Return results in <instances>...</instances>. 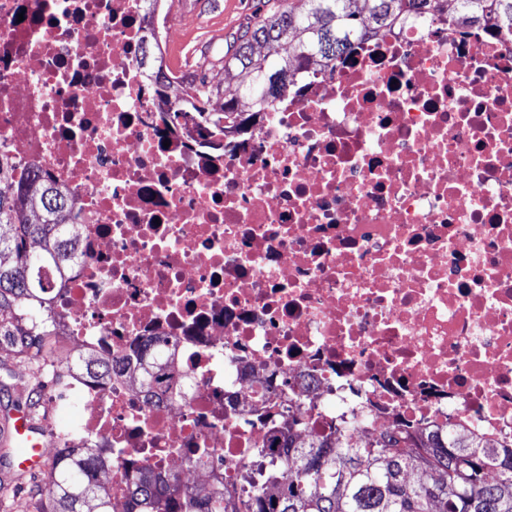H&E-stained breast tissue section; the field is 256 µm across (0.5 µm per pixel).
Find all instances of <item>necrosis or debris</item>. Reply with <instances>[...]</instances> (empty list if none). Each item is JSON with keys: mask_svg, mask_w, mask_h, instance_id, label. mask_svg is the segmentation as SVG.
<instances>
[{"mask_svg": "<svg viewBox=\"0 0 512 512\" xmlns=\"http://www.w3.org/2000/svg\"><path fill=\"white\" fill-rule=\"evenodd\" d=\"M141 0H0V156L62 184L80 258L52 289L63 336L112 359L77 381L52 446L236 485L282 429L402 419L512 446V35L408 14L306 75L215 146L137 66ZM173 373L145 400L139 346Z\"/></svg>", "mask_w": 512, "mask_h": 512, "instance_id": "1", "label": "necrosis or debris"}]
</instances>
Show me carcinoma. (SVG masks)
I'll use <instances>...</instances> for the list:
<instances>
[{
  "instance_id": "carcinoma-1",
  "label": "carcinoma",
  "mask_w": 512,
  "mask_h": 512,
  "mask_svg": "<svg viewBox=\"0 0 512 512\" xmlns=\"http://www.w3.org/2000/svg\"><path fill=\"white\" fill-rule=\"evenodd\" d=\"M364 19L347 0H283L278 10L246 26L224 71H238L256 111L245 117L235 98L224 100L211 114L213 88L206 77L186 83L164 65L155 11L144 13L138 66L156 85L164 105L186 99L209 133L224 136L243 131L266 104L299 74L343 60L367 36L391 29L415 12L424 16H461L490 21L512 32V0H362ZM281 56L260 55L254 45L277 48ZM66 189L39 175L15 181L11 166L0 159V343L33 349L46 357L53 336L47 322L48 290L65 283L73 260L78 227L70 221ZM144 360L157 363L147 382L161 380L168 365L163 345L148 346ZM79 379L112 377V363L90 349L78 354ZM303 419L288 412L284 445L279 454L264 448L245 449L249 464L233 489L172 486L174 499L150 490L147 473L133 476L128 512H512V450L498 452L482 438L451 427H417L398 421L389 429L368 433L358 441L336 428L305 438ZM112 466L102 448H65L48 463L49 512H112V501L97 481Z\"/></svg>"
}]
</instances>
